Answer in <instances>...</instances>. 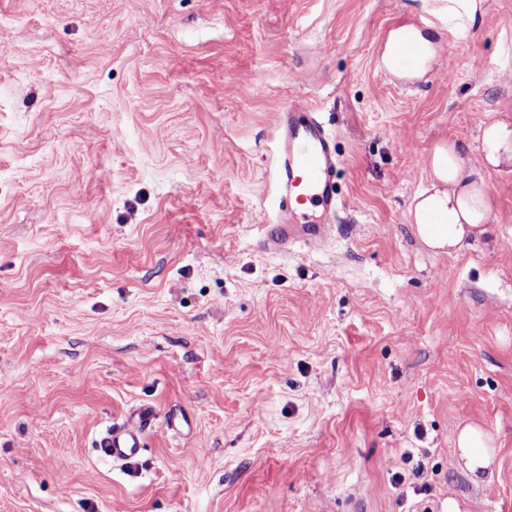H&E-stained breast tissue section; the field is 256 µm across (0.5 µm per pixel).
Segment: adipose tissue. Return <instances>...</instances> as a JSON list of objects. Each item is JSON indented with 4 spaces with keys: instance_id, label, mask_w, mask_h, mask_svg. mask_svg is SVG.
Wrapping results in <instances>:
<instances>
[{
    "instance_id": "ef3b65f1",
    "label": "adipose tissue",
    "mask_w": 512,
    "mask_h": 512,
    "mask_svg": "<svg viewBox=\"0 0 512 512\" xmlns=\"http://www.w3.org/2000/svg\"><path fill=\"white\" fill-rule=\"evenodd\" d=\"M437 18L456 35L469 33L484 15V0H430ZM480 158L483 166L512 172V117L481 127ZM427 185L413 198L408 221L428 248L452 253L463 248L490 218L489 196L480 174L468 169L455 142L439 143L429 160ZM465 467L480 479L491 463L492 437L482 428L465 425L455 435Z\"/></svg>"
}]
</instances>
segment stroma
<instances>
[{"label": "stroma", "instance_id": "stroma-1", "mask_svg": "<svg viewBox=\"0 0 512 512\" xmlns=\"http://www.w3.org/2000/svg\"><path fill=\"white\" fill-rule=\"evenodd\" d=\"M422 0H0V512H512V0L419 76ZM336 143L334 230L285 253L275 119ZM486 183L458 253L407 222L435 144ZM157 421L115 463L108 430ZM495 438L483 482L454 429ZM422 22H415L413 26H406L400 30L404 45L400 51V64L405 68H411L427 52L426 46L419 39L416 28L422 27ZM481 164L498 172H512V117L484 123L479 137Z\"/></svg>", "mask_w": 512, "mask_h": 512}]
</instances>
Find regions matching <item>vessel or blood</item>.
<instances>
[{
    "label": "vessel or blood",
    "mask_w": 512,
    "mask_h": 512,
    "mask_svg": "<svg viewBox=\"0 0 512 512\" xmlns=\"http://www.w3.org/2000/svg\"><path fill=\"white\" fill-rule=\"evenodd\" d=\"M401 36L400 64L410 68L427 49L415 27L402 28ZM305 95V90H295L294 102L279 111L275 121L280 139L274 162L278 218L268 230L265 244L276 251L323 238L337 213L336 146L317 113L304 104ZM134 417L133 424L113 427L106 437L105 452L112 461L135 458L143 432L155 420L146 407L136 410Z\"/></svg>",
    "instance_id": "1"
}]
</instances>
